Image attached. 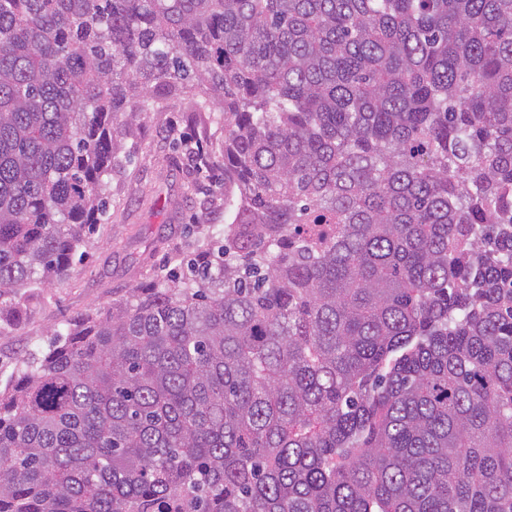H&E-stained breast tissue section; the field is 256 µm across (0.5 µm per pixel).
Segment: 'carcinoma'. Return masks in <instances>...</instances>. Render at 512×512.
Returning a JSON list of instances; mask_svg holds the SVG:
<instances>
[{
    "instance_id": "obj_1",
    "label": "carcinoma",
    "mask_w": 512,
    "mask_h": 512,
    "mask_svg": "<svg viewBox=\"0 0 512 512\" xmlns=\"http://www.w3.org/2000/svg\"><path fill=\"white\" fill-rule=\"evenodd\" d=\"M173 93L223 242L0 389V512H512V0H0V319Z\"/></svg>"
}]
</instances>
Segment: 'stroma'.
<instances>
[{
	"mask_svg": "<svg viewBox=\"0 0 512 512\" xmlns=\"http://www.w3.org/2000/svg\"><path fill=\"white\" fill-rule=\"evenodd\" d=\"M218 112L194 111L187 97L169 111L130 126L127 163L113 172L116 215L84 245L85 259L50 288L32 289L18 325L0 323V387L14 380L24 359L46 352L56 334L86 313L110 307L148 284L168 259L189 258L199 235L215 239L230 217L224 208V127ZM189 133L211 166L196 179L197 163L175 149V133Z\"/></svg>",
	"mask_w": 512,
	"mask_h": 512,
	"instance_id": "stroma-1",
	"label": "stroma"
}]
</instances>
